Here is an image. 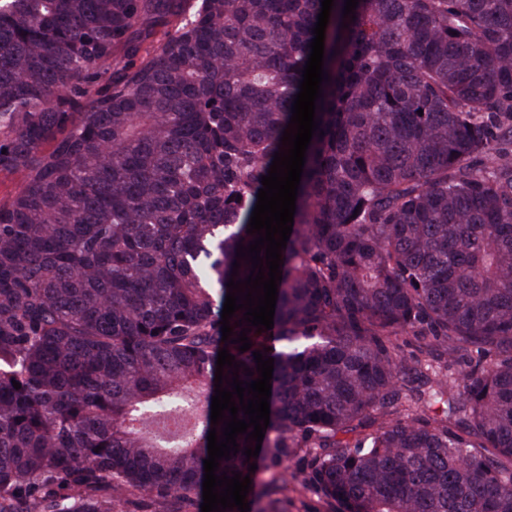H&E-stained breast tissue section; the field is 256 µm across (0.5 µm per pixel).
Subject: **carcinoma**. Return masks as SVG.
Segmentation results:
<instances>
[{
	"mask_svg": "<svg viewBox=\"0 0 512 512\" xmlns=\"http://www.w3.org/2000/svg\"><path fill=\"white\" fill-rule=\"evenodd\" d=\"M334 2L241 353L227 283L321 0H0V512H200L222 348L274 358L271 490L302 452L339 512H512V0Z\"/></svg>",
	"mask_w": 512,
	"mask_h": 512,
	"instance_id": "carcinoma-1",
	"label": "carcinoma"
}]
</instances>
